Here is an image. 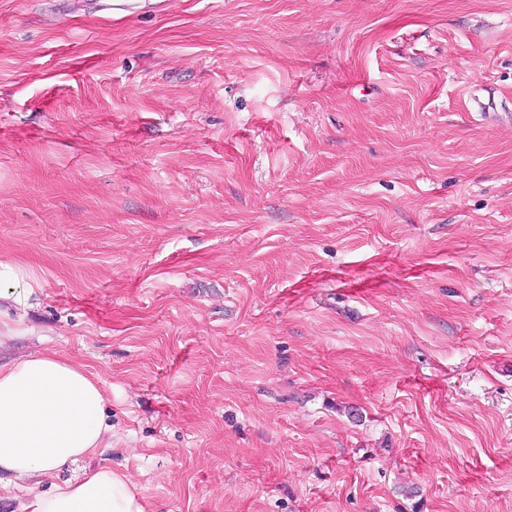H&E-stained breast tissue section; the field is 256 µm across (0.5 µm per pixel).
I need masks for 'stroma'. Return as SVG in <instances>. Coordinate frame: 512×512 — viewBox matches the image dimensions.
I'll return each instance as SVG.
<instances>
[{
  "instance_id": "stroma-1",
  "label": "stroma",
  "mask_w": 512,
  "mask_h": 512,
  "mask_svg": "<svg viewBox=\"0 0 512 512\" xmlns=\"http://www.w3.org/2000/svg\"><path fill=\"white\" fill-rule=\"evenodd\" d=\"M0 0L10 354L154 512H512V0Z\"/></svg>"
}]
</instances>
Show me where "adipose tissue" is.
<instances>
[{
  "instance_id": "obj_1",
  "label": "adipose tissue",
  "mask_w": 512,
  "mask_h": 512,
  "mask_svg": "<svg viewBox=\"0 0 512 512\" xmlns=\"http://www.w3.org/2000/svg\"><path fill=\"white\" fill-rule=\"evenodd\" d=\"M108 399L86 367L54 353L0 362V488L49 484L22 512H148L128 476L105 465L59 481L64 468L111 447Z\"/></svg>"
}]
</instances>
